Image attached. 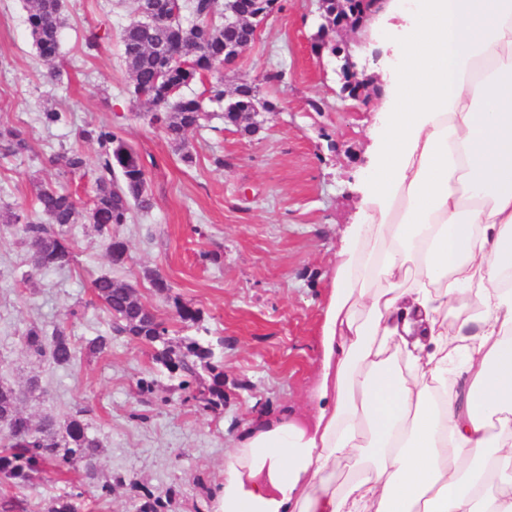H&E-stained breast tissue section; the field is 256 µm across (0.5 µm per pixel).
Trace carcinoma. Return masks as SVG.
Segmentation results:
<instances>
[{
  "label": "carcinoma",
  "mask_w": 512,
  "mask_h": 512,
  "mask_svg": "<svg viewBox=\"0 0 512 512\" xmlns=\"http://www.w3.org/2000/svg\"><path fill=\"white\" fill-rule=\"evenodd\" d=\"M160 8L150 20L131 21L121 32L123 55L130 71L129 93L147 107L149 122L163 130L168 139L181 143L186 133L206 117V104H224V123L246 134L257 132L256 108L276 111L273 102L258 97L256 86L240 83L234 91L224 90V83L211 80L213 70L224 64V40L247 38L251 15L270 8V0H240L242 15L235 28L224 31V4L221 0H156ZM27 25L39 57L53 61L59 56L60 37L66 24L64 0H27ZM201 83L203 91L187 95L184 90ZM78 140L92 141L99 147L98 166L94 172L93 196L82 206L71 194L52 185L38 187L34 204L26 208L5 207L0 223L19 235V242L30 253L32 269L29 280L43 269L70 267L75 255L69 229L86 221L93 225L107 244L108 255L115 266L127 259V246L117 235L120 226L129 223L137 209L147 212L153 207L148 192L144 165L117 132L106 125L88 124L78 132ZM0 144L5 153L16 156L28 150L21 129L0 128ZM49 164L60 175L84 174L87 160L78 148L64 149L48 157ZM94 294L105 311L115 319L114 331L156 345L155 359L167 372L180 379L186 389L190 380L205 371L210 383L201 385L194 399L204 407L216 409L224 405V373L216 360L212 342L169 338L166 323L159 319L127 284L108 275L92 282ZM175 315L183 324H196L202 311L172 297ZM28 352L55 367L74 363L80 348L63 326L51 335L35 326L23 336ZM112 348V335L99 334L88 340L85 349L91 354H104ZM98 439L89 433L88 423L71 419L66 435L61 437L55 421L44 420L35 426L18 409L16 391L0 384V478L15 486L30 482L34 475L48 469L81 464L86 478L99 496L112 492V483L99 480L94 458Z\"/></svg>",
  "instance_id": "cac0c4a2"
}]
</instances>
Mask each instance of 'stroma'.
Segmentation results:
<instances>
[{
  "instance_id": "1",
  "label": "stroma",
  "mask_w": 512,
  "mask_h": 512,
  "mask_svg": "<svg viewBox=\"0 0 512 512\" xmlns=\"http://www.w3.org/2000/svg\"><path fill=\"white\" fill-rule=\"evenodd\" d=\"M281 5L235 66L217 72L228 90L258 83L276 111L264 113L260 131L248 136L225 125L220 105L210 104L209 119L178 144L148 123L128 93L120 33L136 15L135 0H68L54 84L33 47L22 0H0V126L21 128L30 146L19 156L0 155V207L30 205L42 182L88 199L90 176L59 175L46 161L77 144L96 167L97 144L76 136L88 124L111 126L139 154L153 197L150 211H133L118 230L128 248L121 266L110 263L92 225L77 224L69 233L74 263L25 283L29 254L0 228V383L16 390L33 424L47 417L90 423L102 444L96 468L112 483L111 495L100 498L80 468L48 470L20 487L0 480V497L19 500L25 512H45L62 495L75 498L79 512H135L148 493L167 499L168 512H208L245 427L281 406L302 418L311 411L339 252L350 225L362 221L360 201L387 116L378 98L341 99L334 60L313 53L318 0ZM94 27L107 37L91 50L85 34ZM272 70L284 71L283 82H264ZM316 102L323 111L313 110ZM51 104L67 110V124L42 125L38 116ZM187 152L192 162L183 161ZM104 274L137 288L173 339L223 338V408L205 409L179 390L152 348L128 336L113 337L108 353L79 354L67 368L27 353L23 335L34 325L48 333L65 326L80 346L107 331L108 314L92 292ZM154 274L167 280L170 295L152 287ZM176 297L202 310L201 328L177 322ZM143 378L151 391H140Z\"/></svg>"
}]
</instances>
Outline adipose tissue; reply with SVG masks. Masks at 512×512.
Returning a JSON list of instances; mask_svg holds the SVG:
<instances>
[{
    "mask_svg": "<svg viewBox=\"0 0 512 512\" xmlns=\"http://www.w3.org/2000/svg\"><path fill=\"white\" fill-rule=\"evenodd\" d=\"M404 39L308 420L245 429L213 512H512V0H389Z\"/></svg>",
    "mask_w": 512,
    "mask_h": 512,
    "instance_id": "adipose-tissue-1",
    "label": "adipose tissue"
}]
</instances>
